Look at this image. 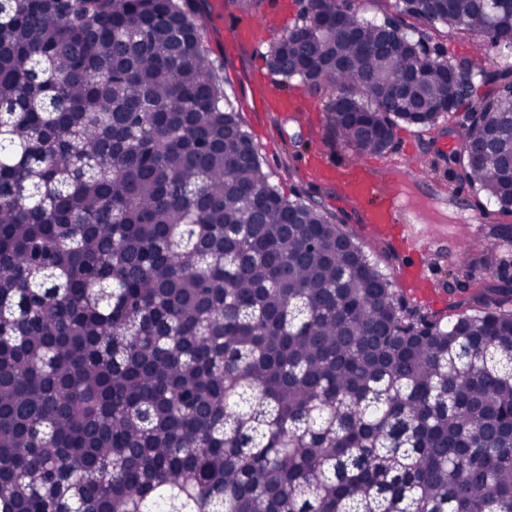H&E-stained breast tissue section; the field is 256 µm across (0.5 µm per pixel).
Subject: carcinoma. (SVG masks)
I'll use <instances>...</instances> for the list:
<instances>
[{"label": "carcinoma", "mask_w": 512, "mask_h": 512, "mask_svg": "<svg viewBox=\"0 0 512 512\" xmlns=\"http://www.w3.org/2000/svg\"><path fill=\"white\" fill-rule=\"evenodd\" d=\"M190 4L0 0V512H512V284L407 305L271 185ZM396 7L512 47V0ZM477 55L452 81L306 0L265 59L357 159L452 123L459 181L512 215L486 151L512 65Z\"/></svg>", "instance_id": "cac0c4a2"}]
</instances>
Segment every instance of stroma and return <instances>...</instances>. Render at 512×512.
Segmentation results:
<instances>
[{"instance_id": "35a3bbf8", "label": "stroma", "mask_w": 512, "mask_h": 512, "mask_svg": "<svg viewBox=\"0 0 512 512\" xmlns=\"http://www.w3.org/2000/svg\"><path fill=\"white\" fill-rule=\"evenodd\" d=\"M274 2L263 0L261 16L251 19L257 28V37L253 43L242 45L231 41L228 31L246 18L244 13L229 6L227 0H194L208 57L224 80L226 94L239 109L245 129L259 147L271 184L286 197L306 192L322 200L328 211L344 220L347 230L369 259L389 277L409 304L421 302L420 297L406 287L408 267L415 260L423 262L429 276V286L435 292L429 306L434 310L444 308L445 288H454L456 297L463 299L469 288L486 278L491 268L504 266L506 274L512 276V216L503 219L507 232L491 236L489 216L493 208L475 189L465 188L459 203L430 212L422 236L411 242L365 229L354 203L341 197L335 185L312 178L301 166V158L307 156L320 155L340 166L351 163L353 157L347 149L329 145L325 139L324 97H312L309 119L288 123L282 122L278 113L257 107L254 98L257 80L270 75L264 53L268 44L281 33L280 28L265 21L274 10ZM418 30L428 48H443L457 59L472 56L475 44L481 40L479 34L462 33L438 24H422ZM458 142V134H437L429 155L425 156L421 153L416 128L404 126L398 129L391 149L372 156L371 161L375 166L388 167L410 156L427 179L453 186L457 183L456 167L449 163L448 155L451 146ZM462 245L486 251V261L470 269L460 268L457 255Z\"/></svg>"}]
</instances>
